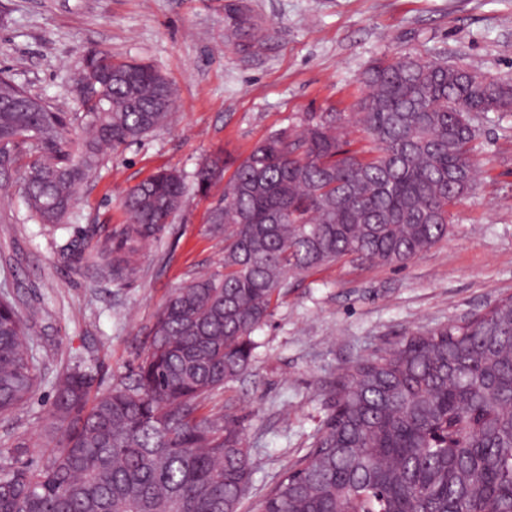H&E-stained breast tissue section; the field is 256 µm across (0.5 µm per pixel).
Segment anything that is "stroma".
<instances>
[{"label":"stroma","mask_w":512,"mask_h":512,"mask_svg":"<svg viewBox=\"0 0 512 512\" xmlns=\"http://www.w3.org/2000/svg\"><path fill=\"white\" fill-rule=\"evenodd\" d=\"M92 49L153 65L176 104L164 126L107 156L65 226L45 229L28 220L21 195L0 197V293L37 307L32 340L45 361L32 400L0 416V450L20 439L52 447L44 424L56 374L82 366L100 393L132 378L170 291L217 267L224 241L208 217L220 183L189 193L122 282L74 266L71 241L93 248L127 224L128 188L165 168L192 175L220 149L244 158L310 114H351L380 56L512 75V0H0V69L59 111H77L74 79ZM474 152L481 171L447 238L403 269L345 259L289 279L254 334L248 372L207 401L206 413L245 420L255 465L246 512H259L268 486L311 446L344 368L512 294V112L488 113Z\"/></svg>","instance_id":"stroma-1"}]
</instances>
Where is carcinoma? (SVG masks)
Segmentation results:
<instances>
[{"mask_svg": "<svg viewBox=\"0 0 512 512\" xmlns=\"http://www.w3.org/2000/svg\"><path fill=\"white\" fill-rule=\"evenodd\" d=\"M80 79L97 95L79 110L45 103L0 71V191L20 168L28 217L57 227L79 187L117 151L163 126L175 93L152 65L88 53ZM354 122L356 147L329 113L276 131L237 160L220 151L192 183L176 169L130 188L124 244L78 260L112 281L133 270L141 240L161 233L189 188L224 184L209 232L217 269L174 288L134 378L91 394L76 365L56 377L38 460L18 440L0 451V512H240L254 475L241 418L202 413L244 375L253 333L288 279L345 258L402 267L448 236L476 182L478 120L512 98L511 76L412 55L374 61ZM0 299V415L32 397L43 362L29 322ZM312 446L265 493L260 512H512V296L378 349L336 377Z\"/></svg>", "mask_w": 512, "mask_h": 512, "instance_id": "1", "label": "carcinoma"}]
</instances>
